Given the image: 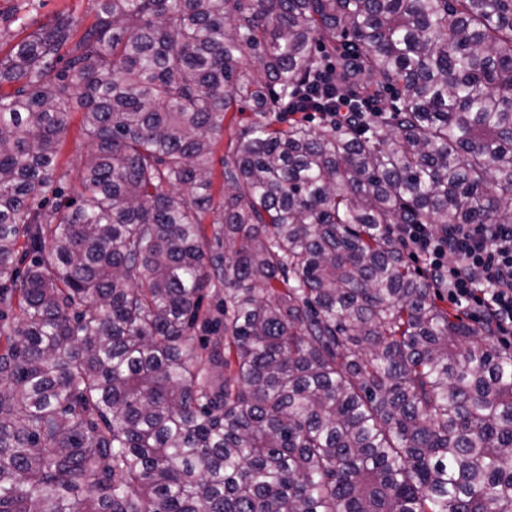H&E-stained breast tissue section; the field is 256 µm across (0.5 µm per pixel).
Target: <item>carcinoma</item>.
I'll list each match as a JSON object with an SVG mask.
<instances>
[{
  "mask_svg": "<svg viewBox=\"0 0 512 512\" xmlns=\"http://www.w3.org/2000/svg\"><path fill=\"white\" fill-rule=\"evenodd\" d=\"M93 2L0 57V512H512V353L405 230L512 224V0ZM89 148V144L80 131L79 116L74 115L68 130L63 136L59 157L60 164L67 169L75 167L79 160L84 158Z\"/></svg>",
  "mask_w": 512,
  "mask_h": 512,
  "instance_id": "carcinoma-1",
  "label": "carcinoma"
}]
</instances>
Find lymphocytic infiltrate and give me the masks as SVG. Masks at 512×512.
Masks as SVG:
<instances>
[{
  "label": "lymphocytic infiltrate",
  "mask_w": 512,
  "mask_h": 512,
  "mask_svg": "<svg viewBox=\"0 0 512 512\" xmlns=\"http://www.w3.org/2000/svg\"><path fill=\"white\" fill-rule=\"evenodd\" d=\"M419 246L455 309L491 317L497 337L511 345L512 224H452L444 238L422 233Z\"/></svg>",
  "instance_id": "1"
}]
</instances>
